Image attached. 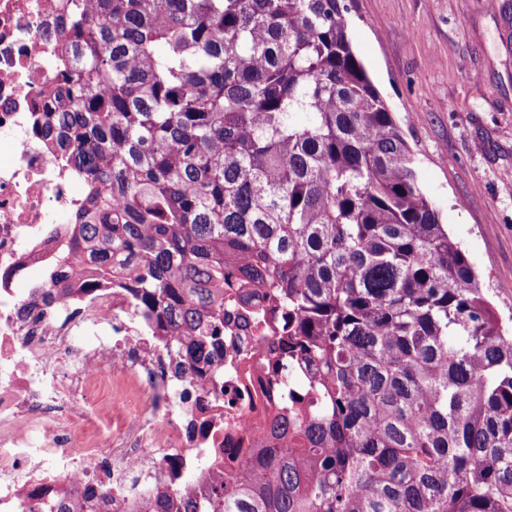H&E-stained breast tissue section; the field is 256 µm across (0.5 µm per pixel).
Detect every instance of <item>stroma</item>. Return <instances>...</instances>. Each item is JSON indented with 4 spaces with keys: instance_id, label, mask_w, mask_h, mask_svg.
Returning <instances> with one entry per match:
<instances>
[{
    "instance_id": "35a3bbf8",
    "label": "stroma",
    "mask_w": 512,
    "mask_h": 512,
    "mask_svg": "<svg viewBox=\"0 0 512 512\" xmlns=\"http://www.w3.org/2000/svg\"><path fill=\"white\" fill-rule=\"evenodd\" d=\"M353 50L502 321L512 320V0H348Z\"/></svg>"
}]
</instances>
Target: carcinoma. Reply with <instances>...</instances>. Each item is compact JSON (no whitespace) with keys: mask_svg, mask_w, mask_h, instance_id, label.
Segmentation results:
<instances>
[{"mask_svg":"<svg viewBox=\"0 0 512 512\" xmlns=\"http://www.w3.org/2000/svg\"><path fill=\"white\" fill-rule=\"evenodd\" d=\"M346 0H65L34 134L83 178L46 295L127 288L192 368L264 288L284 387L218 512H512V333L421 189Z\"/></svg>","mask_w":512,"mask_h":512,"instance_id":"1","label":"carcinoma"}]
</instances>
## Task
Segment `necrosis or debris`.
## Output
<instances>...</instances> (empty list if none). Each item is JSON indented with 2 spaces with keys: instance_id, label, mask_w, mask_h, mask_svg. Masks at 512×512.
<instances>
[{
  "instance_id": "1",
  "label": "necrosis or debris",
  "mask_w": 512,
  "mask_h": 512,
  "mask_svg": "<svg viewBox=\"0 0 512 512\" xmlns=\"http://www.w3.org/2000/svg\"><path fill=\"white\" fill-rule=\"evenodd\" d=\"M61 16L57 0H0V512H65L76 499L85 512H149L161 489L170 505L187 495L213 512L219 478L270 444L288 407L278 327L263 292L246 306L225 290L224 365L187 373L124 289L44 302L67 242L54 230L82 202L77 176L33 133Z\"/></svg>"
}]
</instances>
